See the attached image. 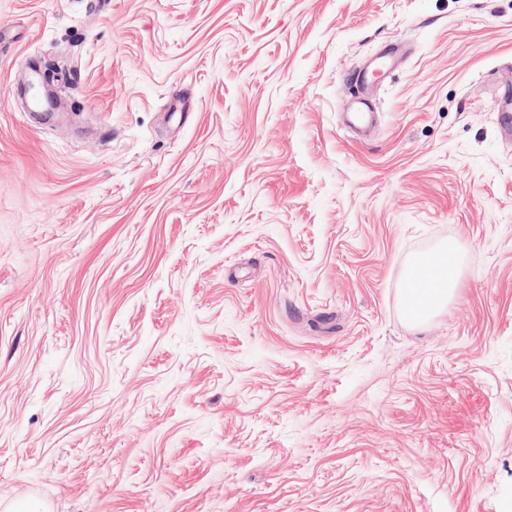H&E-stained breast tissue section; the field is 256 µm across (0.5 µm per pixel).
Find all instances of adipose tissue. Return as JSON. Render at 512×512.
<instances>
[{
	"label": "adipose tissue",
	"mask_w": 512,
	"mask_h": 512,
	"mask_svg": "<svg viewBox=\"0 0 512 512\" xmlns=\"http://www.w3.org/2000/svg\"><path fill=\"white\" fill-rule=\"evenodd\" d=\"M456 248L438 252L428 260L417 261L409 275L410 281L420 285L418 294H407L406 304L412 307V323L423 324L437 311L443 309L456 283Z\"/></svg>",
	"instance_id": "obj_1"
}]
</instances>
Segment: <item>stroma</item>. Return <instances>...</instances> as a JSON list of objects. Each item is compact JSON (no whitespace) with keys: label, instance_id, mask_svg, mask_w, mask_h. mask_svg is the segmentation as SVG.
Masks as SVG:
<instances>
[{"label":"stroma","instance_id":"obj_1","mask_svg":"<svg viewBox=\"0 0 512 512\" xmlns=\"http://www.w3.org/2000/svg\"><path fill=\"white\" fill-rule=\"evenodd\" d=\"M507 65L512 0H0V512H512ZM395 58L396 50L392 53L381 55L372 69L357 73L355 76V82L362 87H368L374 84L378 75H381L384 71L390 69L392 65H396L394 63ZM455 253L456 247L448 245V248L438 252L435 257H427V261L420 259L414 264L405 288L407 309L412 307L416 311L411 314L413 324L426 323L434 313L448 304L456 283ZM412 281L425 288L417 296L408 288Z\"/></svg>","mask_w":512,"mask_h":512}]
</instances>
